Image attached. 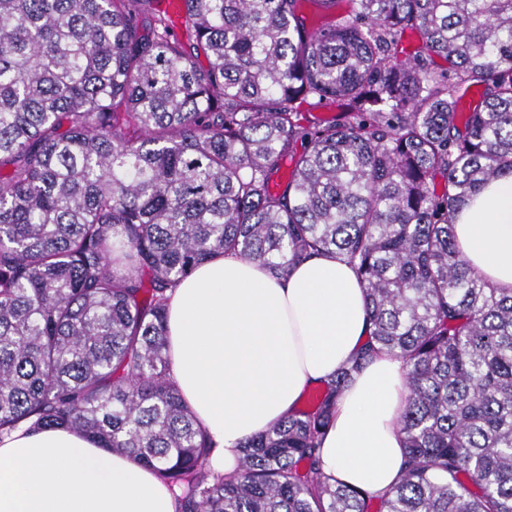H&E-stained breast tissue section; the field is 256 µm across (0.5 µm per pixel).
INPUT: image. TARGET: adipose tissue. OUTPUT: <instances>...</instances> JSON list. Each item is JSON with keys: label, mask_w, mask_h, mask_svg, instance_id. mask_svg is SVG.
Listing matches in <instances>:
<instances>
[{"label": "adipose tissue", "mask_w": 512, "mask_h": 512, "mask_svg": "<svg viewBox=\"0 0 512 512\" xmlns=\"http://www.w3.org/2000/svg\"><path fill=\"white\" fill-rule=\"evenodd\" d=\"M457 246L476 274L512 289V177L488 183L455 216ZM353 269L316 255L278 276L234 256L198 266L175 289L166 340L183 400L213 442L212 467L238 470L247 438L266 431L309 388L329 381L371 323ZM406 369L389 354L355 374L321 442L332 482L378 493L401 472L398 419ZM0 512H175L153 470L69 430L0 437Z\"/></svg>", "instance_id": "obj_1"}]
</instances>
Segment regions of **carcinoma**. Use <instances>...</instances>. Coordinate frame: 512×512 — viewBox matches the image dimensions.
Here are the masks:
<instances>
[{
    "mask_svg": "<svg viewBox=\"0 0 512 512\" xmlns=\"http://www.w3.org/2000/svg\"><path fill=\"white\" fill-rule=\"evenodd\" d=\"M302 2L183 0L187 45L161 0H0V434L89 435L156 470L176 512H512V291L453 226L512 176V0H351L321 25ZM408 31L421 44L391 54ZM323 253L361 279L372 331L216 472L166 356L169 296L216 257L285 275ZM382 352L407 367L405 460L372 493L317 452Z\"/></svg>",
    "mask_w": 512,
    "mask_h": 512,
    "instance_id": "cac0c4a2",
    "label": "carcinoma"
}]
</instances>
